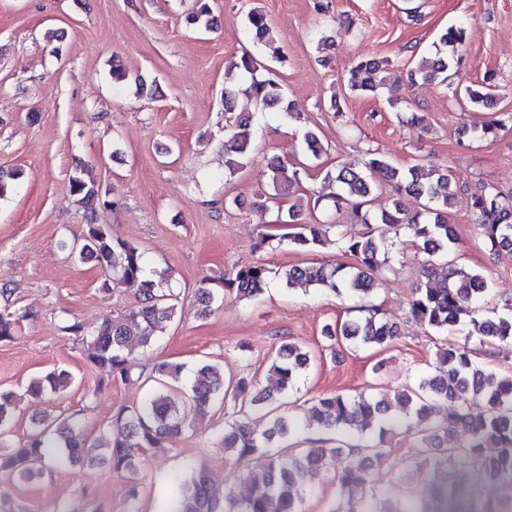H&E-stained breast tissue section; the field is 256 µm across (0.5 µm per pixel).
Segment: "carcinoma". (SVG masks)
Segmentation results:
<instances>
[{
    "label": "carcinoma",
    "instance_id": "1",
    "mask_svg": "<svg viewBox=\"0 0 512 512\" xmlns=\"http://www.w3.org/2000/svg\"><path fill=\"white\" fill-rule=\"evenodd\" d=\"M186 21L200 31H207L217 23L207 0H195ZM244 29L257 52L245 51L230 59L229 69L250 80L249 91L262 105L276 109L286 118H298L284 97L280 71L272 66L274 62L284 63L285 57L262 10L253 8L247 13ZM464 40L462 23L442 31L430 52L409 71L410 82L420 78L448 83V73L458 64V49ZM388 65L387 59L357 63L349 72L350 91H375L382 85L377 74ZM496 88L495 75L489 73L480 88L465 87L464 96L471 103L488 107L498 96ZM253 125L254 115L237 111L234 93L224 90L227 135L224 152L235 155L225 161L231 176L254 153ZM83 171L84 166L79 165L69 178L70 193L76 202L90 214L100 206L113 205L110 190L93 179H85ZM266 176L267 189L258 193L252 203L262 213L268 210L269 201L289 195L300 183L299 171L277 156L268 160ZM381 177L396 183L397 195L387 207L372 212L369 204ZM326 178L338 187V193L333 196L335 211L351 208L357 221L368 226L369 231L357 238L335 233L334 244L341 253L351 256L353 263L291 267L280 275L288 288L309 284L338 294L353 292L360 299L368 297L375 276L387 265L390 228L408 229L412 244L431 258H447L458 242L447 213L450 200L460 188L446 169L422 163L396 167L368 149L358 164L338 163L327 171ZM407 198L414 200L418 207L408 209L404 204ZM470 201L485 248L491 252L512 248V198L493 186H484L472 193ZM300 215L298 205L288 207L289 222L295 229L288 236L291 243L312 251L330 240L329 230L335 224H302ZM70 254L82 263L96 262L103 270L112 271L115 281L135 289L139 298L135 307L105 318L90 336H81L82 329L77 322L63 326L65 332L81 338L86 359L105 368L114 384L142 381L161 385L168 378L179 380L182 374L179 364L160 362L149 373L137 375L130 367L135 350L152 346L174 320L180 294L164 286L170 278L163 282L147 278L144 254L139 248L114 238L108 224L93 221L87 224L82 238L71 246ZM447 268L448 274L441 280L435 278L433 263L421 268L408 302L411 318L438 333L448 334L463 326L468 336L512 344V298L490 309L482 303L489 290L485 275L451 261L447 262ZM269 274L266 266L256 263L199 285L193 292L197 314L210 315L218 296L225 292L240 299L257 297ZM357 312V316L340 326H326L325 338L333 343L344 340L356 348H369L381 346L399 335L397 325L379 318L376 306L363 304ZM309 361V353L299 345L282 344L270 366L278 392L294 388ZM71 383L68 370L53 369L32 381L25 395L57 394ZM247 395L250 406L271 416V427L259 438L244 414L218 430L224 450L232 452L240 463L266 450L274 437H288L299 422L289 414H274L278 402L275 394L252 393L251 384L244 377L225 380L221 365H200L189 380L187 397L183 400L157 390L138 407L123 406L115 410L109 438L103 446L87 442L79 419L50 413L35 418L25 438L8 443L12 417L22 396L0 391V472L24 481L53 467L77 465L86 460L99 462L126 478L128 498L135 501L141 494L139 466L143 454L163 448L168 438L191 429L197 419L208 415L214 403L236 402ZM479 396L484 406L478 410L474 400ZM440 399L456 404L453 429L456 442L451 445L446 440L436 442L427 429L404 426L401 417L388 414V405L382 400L363 398L353 404L341 393L315 400L304 410V421L309 428L338 430L360 437L377 422L390 430L405 429L413 438V450L407 460L423 470L424 483L419 495L400 512H512V502L494 503L479 494V488L489 476L512 480V375L499 376L486 370L474 360L467 345L450 343L437 349L433 372L420 378L417 385L399 391L396 403L402 413L412 412L425 418ZM485 448L496 449V454L485 456ZM385 455L386 449L364 441L359 444L343 441L336 447L309 448L291 456L271 454L264 481L256 482L248 474H242L247 492L239 499L227 496L200 470L185 478L170 477L167 500L170 512H300L305 481L313 480L328 467L337 466L336 497L328 512H380L378 505L383 503L387 487L375 479L366 461ZM338 457L342 459L339 466Z\"/></svg>",
    "mask_w": 512,
    "mask_h": 512
}]
</instances>
